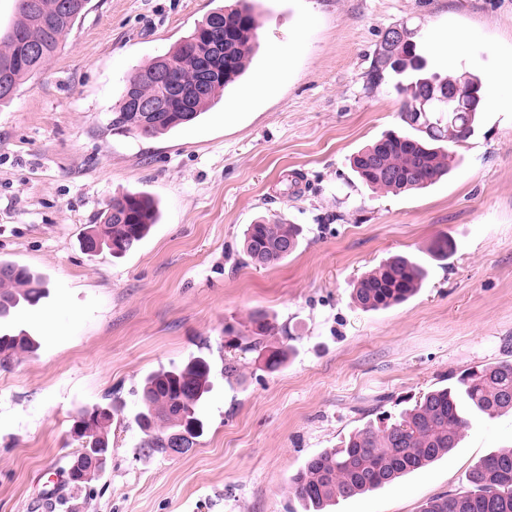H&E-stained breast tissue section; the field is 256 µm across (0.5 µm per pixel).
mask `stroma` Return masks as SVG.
<instances>
[{"instance_id":"1","label":"stroma","mask_w":512,"mask_h":512,"mask_svg":"<svg viewBox=\"0 0 512 512\" xmlns=\"http://www.w3.org/2000/svg\"><path fill=\"white\" fill-rule=\"evenodd\" d=\"M224 0H91L43 70L0 105V259L40 273L48 296L11 330L36 352L0 366V512H298L288 479L370 419L399 414L449 375L512 357V112H482L429 188L372 192L350 160L401 128L392 83L367 90L384 33L404 26L431 70L488 78L512 53V0H263L241 104L226 92L187 128L154 138L113 130L123 77L165 55ZM464 43L441 56L432 32ZM233 120H226V113ZM145 191L163 220L120 258L81 236L113 197ZM302 225L287 260L242 252L257 220ZM447 238L448 258L430 246ZM395 255L428 266L409 302L365 312L356 280ZM264 312L271 371L250 349ZM205 354L206 429L182 456L145 455L135 422L151 371ZM111 404L112 455L79 490L60 472L82 411ZM512 447V414L472 422L422 472L333 512H421L460 489L485 454Z\"/></svg>"}]
</instances>
